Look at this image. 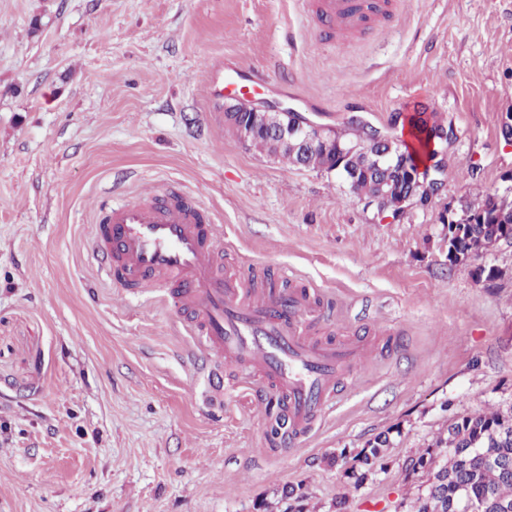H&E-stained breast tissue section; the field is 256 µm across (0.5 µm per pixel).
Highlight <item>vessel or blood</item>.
Listing matches in <instances>:
<instances>
[{"label": "vessel or blood", "mask_w": 512, "mask_h": 512, "mask_svg": "<svg viewBox=\"0 0 512 512\" xmlns=\"http://www.w3.org/2000/svg\"><path fill=\"white\" fill-rule=\"evenodd\" d=\"M318 17L344 33L371 17L365 0H315ZM215 96L225 82L246 95L251 85L231 64L208 68ZM214 221L193 198L160 191L98 207L91 249L108 282L141 290L171 289L170 300L192 315L198 346L217 363L254 370L274 393L289 445L306 437L367 351L361 340L318 343L311 330L321 315L307 287L256 291L230 273H215L220 251Z\"/></svg>", "instance_id": "obj_1"}]
</instances>
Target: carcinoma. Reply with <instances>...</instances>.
Masks as SVG:
<instances>
[{"instance_id": "obj_1", "label": "carcinoma", "mask_w": 512, "mask_h": 512, "mask_svg": "<svg viewBox=\"0 0 512 512\" xmlns=\"http://www.w3.org/2000/svg\"><path fill=\"white\" fill-rule=\"evenodd\" d=\"M342 141L353 148L347 153L343 170L355 183V189L371 196L375 192L373 165L362 146L363 131L353 128ZM391 151L395 171L414 167L413 153L397 138H392ZM288 163L308 169L330 170L335 158L330 148H316L304 157L283 153ZM480 210L489 214L488 221L467 225L470 239H449L448 247L469 251L472 258L482 256L480 243L512 232V209L498 206L496 197L487 196ZM393 444L390 432L376 435L364 448L348 456L343 471L344 484L358 490L369 476L378 472L385 453ZM427 475V481L414 501L413 512H456L461 497H466L469 512H502L512 506V405L506 409L455 417L438 433L427 448L418 452L405 467L404 479ZM259 512H310V495L302 486H285L272 501L259 504Z\"/></svg>"}]
</instances>
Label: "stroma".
Listing matches in <instances>:
<instances>
[{"label":"stroma","mask_w":512,"mask_h":512,"mask_svg":"<svg viewBox=\"0 0 512 512\" xmlns=\"http://www.w3.org/2000/svg\"><path fill=\"white\" fill-rule=\"evenodd\" d=\"M391 2L329 42L297 0H0V512H257L287 484L333 512L340 451L389 428L348 512H410L407 459L453 414L512 403V244L479 279L438 222L512 187V0ZM218 61L338 129L436 113L442 193L395 218L247 147L208 94ZM155 185L212 212L218 274L286 271L322 298L316 339L367 341L297 446L273 441L261 380L226 365L209 396L186 318L102 279L95 208Z\"/></svg>","instance_id":"35a3bbf8"}]
</instances>
